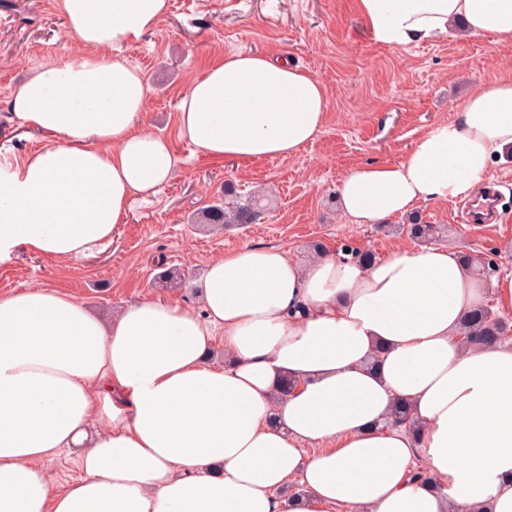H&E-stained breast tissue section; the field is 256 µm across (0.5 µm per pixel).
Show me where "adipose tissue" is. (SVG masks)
Segmentation results:
<instances>
[{"label": "adipose tissue", "instance_id": "obj_1", "mask_svg": "<svg viewBox=\"0 0 512 512\" xmlns=\"http://www.w3.org/2000/svg\"><path fill=\"white\" fill-rule=\"evenodd\" d=\"M82 47L14 92L50 145L0 166V254L73 260L111 241L133 203L173 176L144 128L145 75L116 52L166 0H54ZM378 41L489 35L512 45V0H358ZM178 133L213 159L286 157L312 142L323 83L284 58L239 52L191 79ZM512 152V77L478 82L455 123L404 159L348 171L353 224L475 195ZM203 315L127 304L105 323L69 294L0 297V512H512V345L468 348L482 285L460 250L395 249L363 266L300 264L244 246L201 278ZM298 384L285 399V376ZM407 404L419 430L389 426ZM79 449L78 478L40 461ZM423 462L430 482L414 481Z\"/></svg>", "mask_w": 512, "mask_h": 512}]
</instances>
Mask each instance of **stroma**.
<instances>
[{
  "mask_svg": "<svg viewBox=\"0 0 512 512\" xmlns=\"http://www.w3.org/2000/svg\"><path fill=\"white\" fill-rule=\"evenodd\" d=\"M77 50L53 0H0V162L47 143L13 116V90ZM238 52L288 58L323 82L326 121L294 155L218 162L176 138L175 108L187 83L209 61ZM120 57L149 82L142 122L172 137L173 178L156 196L134 202L111 242L87 257L58 260L15 249L0 260V297L59 289L103 319L143 298H173L197 312L204 268L245 245L275 246L300 263L311 259L317 242L331 253L348 243L379 258L414 248L407 235L348 223L338 210L339 181L363 164L401 161L420 137L457 120L474 83L512 74V46L486 35L383 44L360 17L357 0H168L155 28ZM255 194L256 223L217 230L197 221L213 203L242 204ZM467 206L457 197L421 204L415 215L447 225L448 244L494 259L498 275L512 274V223L477 226Z\"/></svg>",
  "mask_w": 512,
  "mask_h": 512,
  "instance_id": "obj_1",
  "label": "stroma"
}]
</instances>
